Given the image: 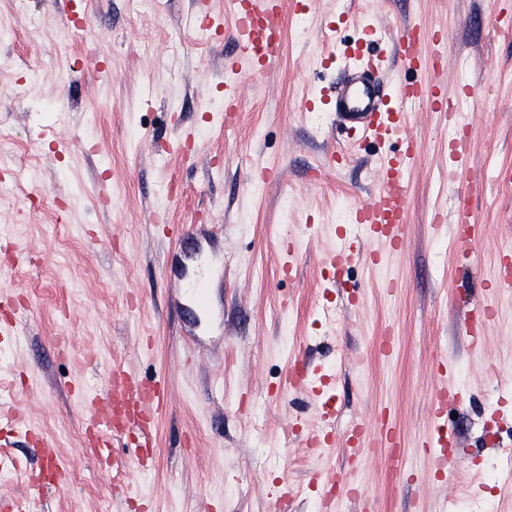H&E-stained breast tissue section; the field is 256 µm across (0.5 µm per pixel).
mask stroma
<instances>
[{"instance_id":"obj_1","label":"stroma","mask_w":512,"mask_h":512,"mask_svg":"<svg viewBox=\"0 0 512 512\" xmlns=\"http://www.w3.org/2000/svg\"><path fill=\"white\" fill-rule=\"evenodd\" d=\"M298 12L285 0L282 53L253 79L247 64L225 66L236 53L226 0H156L141 13L129 0H27L22 12L0 0L13 32L0 41V320L24 317L0 341V443L27 464L0 494L42 497L49 512H322L331 488L334 512H360L355 483L376 512H512V290L496 286L512 247V37L501 28L512 0H313L303 25ZM407 24L422 28L418 78L446 83L461 118L398 102L418 153L408 240L350 269L356 289L334 288L323 257L373 247L351 223L380 157L325 98L349 47L372 38L391 56L383 33ZM468 86L478 100L461 95ZM463 137L468 169L452 180L449 148ZM464 195L481 226L470 254L451 235ZM158 213L186 234L165 239ZM199 263L212 268L203 312L177 287ZM487 305L498 316L471 346L464 325ZM448 359L465 401L448 421L442 481L421 443ZM297 363L331 384L279 390ZM116 367L169 385L146 471L130 463L133 438L100 461L83 453L69 384L106 392ZM327 404L335 446L309 452ZM13 409L55 446L65 492L42 486L43 449L8 424ZM385 411L403 473L385 448L349 472L350 422L375 431Z\"/></svg>"}]
</instances>
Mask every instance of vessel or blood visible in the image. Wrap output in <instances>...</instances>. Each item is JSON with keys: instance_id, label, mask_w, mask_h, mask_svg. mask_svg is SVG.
<instances>
[{"instance_id": "1", "label": "vessel or blood", "mask_w": 512, "mask_h": 512, "mask_svg": "<svg viewBox=\"0 0 512 512\" xmlns=\"http://www.w3.org/2000/svg\"><path fill=\"white\" fill-rule=\"evenodd\" d=\"M229 8L235 16L231 35L236 58L250 64L253 77H262L275 62L282 41L260 35L255 22L261 19L269 27L281 28L283 0H230ZM394 45L402 64L414 67L422 53L418 25L400 27L394 37ZM395 98L424 103L443 111L453 108L446 89L440 84L416 79L393 84L386 77L381 57L356 51L347 54L334 92L337 120L350 133L360 135L362 142L381 145L397 139L402 148L384 157L374 196L355 210L357 223L362 225L369 238L378 243V250L366 253L350 246L342 248L325 258V268H349L362 262L378 264L384 251L399 248L407 240L405 174L415 161L417 151L413 137L405 131L408 124L406 114L394 112L390 106ZM456 222L468 229L465 236L457 237L458 246L464 251H471L480 227L472 223L468 206L458 208ZM439 379L441 386L432 406L435 435L428 455L433 462L443 463L447 460L448 445L452 441L447 423L448 409L462 404L464 397L461 392L448 387L447 372H440ZM109 381L112 395L107 399L87 390L81 382L72 384L88 430L87 446L94 455L111 447L114 419H121L124 431L147 437L168 400V385L161 378L146 379L135 372L118 369L112 372Z\"/></svg>"}]
</instances>
